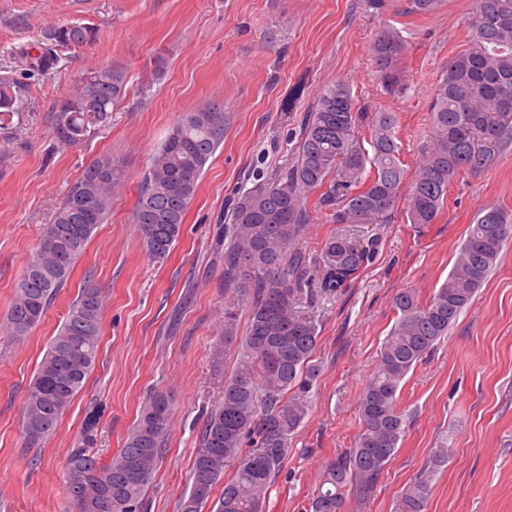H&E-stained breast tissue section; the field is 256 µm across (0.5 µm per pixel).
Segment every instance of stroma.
<instances>
[{
	"instance_id": "35a3bbf8",
	"label": "stroma",
	"mask_w": 512,
	"mask_h": 512,
	"mask_svg": "<svg viewBox=\"0 0 512 512\" xmlns=\"http://www.w3.org/2000/svg\"><path fill=\"white\" fill-rule=\"evenodd\" d=\"M471 0H444L431 15L409 0H0V77L18 83L20 109L0 129V318L30 254L68 188L92 160L112 156L123 173L65 288L24 340L0 331V512H73L68 457L91 432L102 461L122 448L151 391L168 393L166 445L144 512H177L190 488L198 437L234 363L213 365L224 332V207L259 156L288 163L298 122L318 91L349 84L358 107L395 113L400 158L414 172L431 148L429 107L448 62L468 39ZM51 24H85L98 38L60 50L49 74L28 72L16 49ZM407 42L405 88L387 94L369 52L383 28ZM163 57L155 72L154 57ZM112 64L129 78L109 125L78 144L54 137L56 103L85 70ZM224 111V141L206 165L179 239L164 262L141 251L137 187L160 143L186 113ZM512 216V147L493 167L460 174L435 224L395 215L379 225V253L317 309L320 368L311 410L297 431L262 512H305L325 462L353 447L358 402L395 321L392 298L428 297L443 283L482 209ZM104 297L96 366L45 443L30 446L22 403L47 344L85 283ZM405 433L359 512H397L402 492L447 443L425 512H512V242L447 338L406 378Z\"/></svg>"
}]
</instances>
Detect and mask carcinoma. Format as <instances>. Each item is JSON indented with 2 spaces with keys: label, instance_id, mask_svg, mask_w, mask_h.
Masks as SVG:
<instances>
[{
  "label": "carcinoma",
  "instance_id": "1",
  "mask_svg": "<svg viewBox=\"0 0 512 512\" xmlns=\"http://www.w3.org/2000/svg\"><path fill=\"white\" fill-rule=\"evenodd\" d=\"M468 40L443 72L430 112L432 148L411 181L400 161L392 112L373 117L356 110L348 84L323 87L303 116L294 160L269 174L257 172L250 187L231 199L224 224V343L212 348L237 351L231 375L224 377L220 401L199 436L190 473V490L179 512H201L224 469L232 477L215 512H261L263 501L287 455L293 436L309 413L307 393L317 368L315 315L304 305L336 292L372 264L381 240L356 242L346 234L328 237L320 252L297 246L310 209L329 212L335 224H386L403 208L407 221L435 223L451 182L462 172L490 167L512 144V0H472L466 17ZM97 38L86 25H51L38 45L18 49L28 70L47 74L59 63L61 47L79 48ZM406 40L383 29L370 52L386 89L403 86L400 67ZM124 69L103 65L83 73L56 109L55 138L74 145L107 125L124 96ZM19 108L16 83L0 79V126ZM369 122L363 145L355 130ZM224 138L221 108L187 113L170 131L138 186L134 208L140 246L164 262L179 239L202 171ZM122 172L109 155L94 159L67 190L51 224L15 284L5 331L22 340L42 321L97 227L109 214L112 189ZM512 241V217L484 209L469 226L446 280L426 301L412 288L392 299L395 322L385 337L373 373L358 405L361 429L355 447L328 461L309 500L308 512H348L349 497L367 501L380 483L405 432L398 408L404 380L432 351L496 268ZM250 306L249 323L239 336L238 310ZM103 298L88 286L78 293L51 337L25 394L23 429L28 443L40 445L57 429L63 414L84 387L97 360ZM170 401L153 392L123 448L101 463L89 438L68 459L67 494L77 512H141L144 492L166 444ZM251 445L245 452L243 447ZM448 462V448L435 449L430 467L401 496L398 512H425L435 472Z\"/></svg>",
  "mask_w": 512,
  "mask_h": 512
}]
</instances>
